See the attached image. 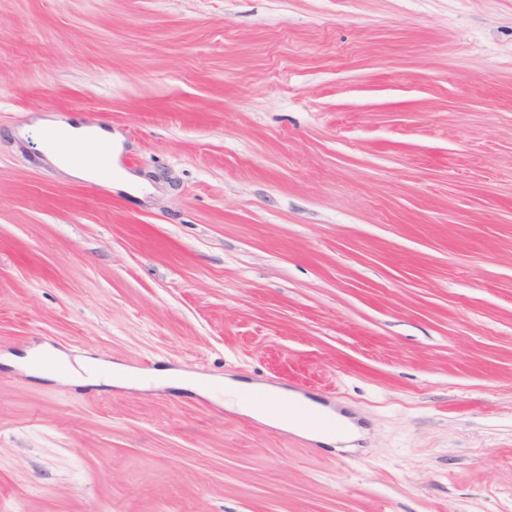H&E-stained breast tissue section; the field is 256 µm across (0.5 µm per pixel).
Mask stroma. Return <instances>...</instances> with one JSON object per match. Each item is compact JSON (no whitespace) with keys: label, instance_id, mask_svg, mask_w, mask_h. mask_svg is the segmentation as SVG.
<instances>
[{"label":"stroma","instance_id":"35a3bbf8","mask_svg":"<svg viewBox=\"0 0 512 512\" xmlns=\"http://www.w3.org/2000/svg\"><path fill=\"white\" fill-rule=\"evenodd\" d=\"M39 346L368 435L0 364L5 512H512V0H0V355ZM36 124L44 129L59 132L61 134V147L57 150L46 153L49 161L59 168L62 172L72 178L78 179H97V167L101 162L98 155H87L86 163L76 159L78 152L76 149L87 143H92L103 150L110 162V174L107 181L103 184L112 188V165L115 172L121 173V180L115 183L114 187L125 189L129 192L141 196L134 188V177L123 171L119 165V157L123 149L122 139L118 134L113 135L111 131L98 126H74L60 119H50L39 117ZM255 385L256 384H243L232 379H227L226 381L224 380V405L226 397L229 401L235 404L238 411L243 414L283 430L297 432L301 436L326 445H332L333 443H347L359 436L357 427L350 421L348 416L336 411V417H333L331 414L327 413L331 412L330 408L311 401L310 399L303 397L297 392L281 388L271 387L270 389L266 390L267 397L281 403L270 406L273 413L290 416L291 414H294V410L292 409L291 405H298L310 413L331 417L341 424L342 431H321L311 427L297 426L288 422L287 419H272L269 417V414L263 405L254 401H250L246 398V396H244L245 393L255 390L253 389ZM284 404H290V406H286ZM332 419H322V427L325 429L338 430L339 425Z\"/></svg>","mask_w":512,"mask_h":512}]
</instances>
